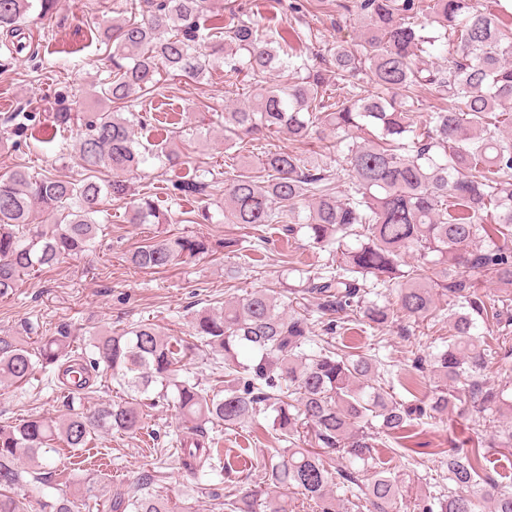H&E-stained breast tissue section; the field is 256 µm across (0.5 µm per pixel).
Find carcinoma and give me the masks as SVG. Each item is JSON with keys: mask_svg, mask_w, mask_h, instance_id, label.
Masks as SVG:
<instances>
[{"mask_svg": "<svg viewBox=\"0 0 512 512\" xmlns=\"http://www.w3.org/2000/svg\"><path fill=\"white\" fill-rule=\"evenodd\" d=\"M205 0H139L103 31L115 44L107 76L96 92L100 107L72 112L61 107L45 127L52 142L80 124L77 144L85 177L59 179L17 167L0 176V298L23 276L95 248L102 232L96 215L104 199H127L141 165L158 159L192 168L172 183L185 196L209 187L224 190V219L255 230L269 224L306 230L310 243L331 263L293 290L285 311L275 288L251 291L220 309L194 314L196 347L224 364L213 383L180 377L190 346L171 341L153 323L84 340L85 354L62 326L32 347L0 334V379L25 383L42 372L70 377L78 392L92 389L99 370L112 371L123 399L57 420L31 418L0 425V512H26L15 488L26 477L47 480L57 468L51 444L73 451L114 431L141 429L144 401L172 400L192 436L179 442V464L192 472L228 469L212 447L207 425L232 426L268 411L279 445L266 449L262 484L277 497L241 482L224 496L226 512H288L287 491L297 490L315 512H339L337 498L365 501L368 512H400L397 475L374 464L377 433L409 438L412 423L448 414L456 386L469 397L461 414L473 434L501 413L503 391L488 385L485 371L501 352L479 339L478 328L512 322V309L481 290L487 283L512 286V0H344L340 7L364 20L359 43L329 49L336 88L328 89L320 62L302 46L313 33L285 28L277 17L259 23L230 12L225 40L200 33ZM55 0H0V45L5 58L33 57L37 47L26 19L47 16ZM433 59L423 62V57ZM252 79L285 75L250 104L224 112V141L242 133L287 132L303 142L318 130L343 133L336 169L293 151H267L255 168L223 176L201 165L186 147L149 148L135 139L133 94H150L164 69L194 79L212 67ZM437 98L427 119H417L423 95ZM311 199L309 214L300 204ZM55 221L34 223L37 211ZM131 224L160 223L150 195L130 201ZM243 241L212 243L197 236L157 235L127 257L138 270L188 264ZM415 253L414 262L404 260ZM398 287L395 301L370 295ZM448 312H437V298ZM417 325L448 319V345L415 356L412 367L437 384L415 402L384 390L378 361L355 354L328 336L351 323L383 333L394 314ZM312 429L314 449L301 447L299 428ZM512 447V425L498 426L487 441L468 437L448 448V488L407 504L410 512H512V482L497 478L485 461L493 448ZM336 455L330 471L324 455ZM115 512H168L161 499L139 486L112 504Z\"/></svg>", "mask_w": 512, "mask_h": 512, "instance_id": "1", "label": "carcinoma"}]
</instances>
